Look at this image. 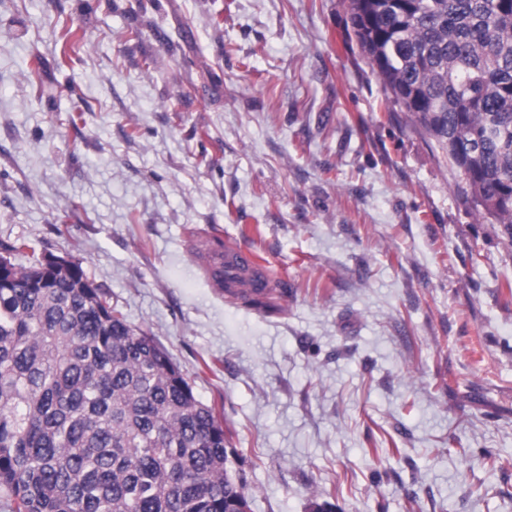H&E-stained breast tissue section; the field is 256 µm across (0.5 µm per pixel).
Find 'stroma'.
<instances>
[{
  "label": "stroma",
  "instance_id": "stroma-1",
  "mask_svg": "<svg viewBox=\"0 0 512 512\" xmlns=\"http://www.w3.org/2000/svg\"><path fill=\"white\" fill-rule=\"evenodd\" d=\"M214 233L267 261L275 310L212 286ZM17 239L81 259L221 410L252 512H512V463L457 454L512 460V240L389 103L347 0H0Z\"/></svg>",
  "mask_w": 512,
  "mask_h": 512
}]
</instances>
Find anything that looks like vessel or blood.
<instances>
[{
  "instance_id": "b4317fda",
  "label": "vessel or blood",
  "mask_w": 512,
  "mask_h": 512,
  "mask_svg": "<svg viewBox=\"0 0 512 512\" xmlns=\"http://www.w3.org/2000/svg\"><path fill=\"white\" fill-rule=\"evenodd\" d=\"M215 269L221 271L224 293L228 296L238 294V278L250 282L252 295L260 296L272 286V275L267 263L252 248L237 243L232 238L224 240V255L216 259Z\"/></svg>"
}]
</instances>
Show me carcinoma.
<instances>
[{"label":"carcinoma","mask_w":512,"mask_h":512,"mask_svg":"<svg viewBox=\"0 0 512 512\" xmlns=\"http://www.w3.org/2000/svg\"><path fill=\"white\" fill-rule=\"evenodd\" d=\"M393 104L512 236V0H348ZM0 243V497L8 512H251L214 405L82 262Z\"/></svg>","instance_id":"1"}]
</instances>
